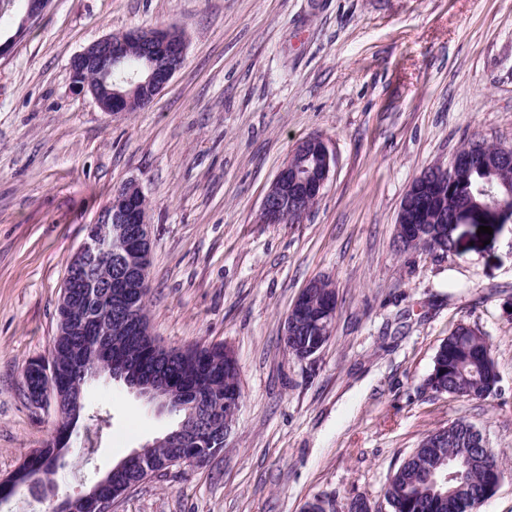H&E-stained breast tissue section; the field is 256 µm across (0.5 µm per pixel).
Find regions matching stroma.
<instances>
[{
  "label": "stroma",
  "instance_id": "stroma-1",
  "mask_svg": "<svg viewBox=\"0 0 512 512\" xmlns=\"http://www.w3.org/2000/svg\"><path fill=\"white\" fill-rule=\"evenodd\" d=\"M0 479L42 447L54 404L23 372L48 359L70 256L113 191L147 202L148 316L158 342L223 343L241 404L221 455L175 465L112 512H390L389 474L430 432L462 419L504 476L477 512H512V220L490 237L460 225L456 251L392 248L401 201L423 170L471 140L512 146V0H50L25 33L0 0ZM179 29L183 67L145 109L104 112L71 89V57L109 34ZM335 163L295 224L262 199L302 141ZM336 287L333 335L300 360L282 328L301 290ZM478 330L498 382L481 401L428 388L440 344ZM53 489L20 488L0 512H53L176 419L124 383L86 390Z\"/></svg>",
  "mask_w": 512,
  "mask_h": 512
}]
</instances>
